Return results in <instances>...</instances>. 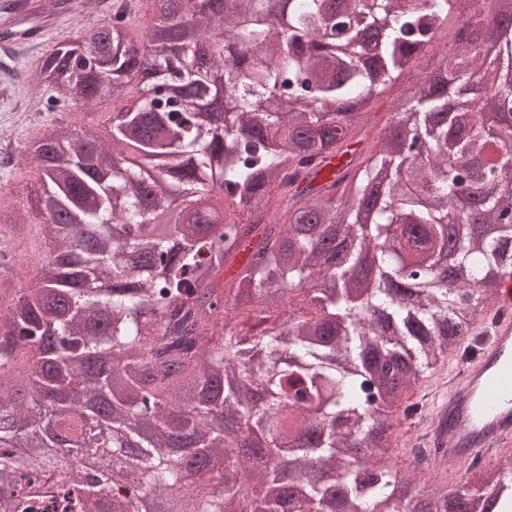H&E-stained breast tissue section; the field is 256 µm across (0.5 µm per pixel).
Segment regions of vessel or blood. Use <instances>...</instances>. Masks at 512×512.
Listing matches in <instances>:
<instances>
[{"instance_id":"obj_1","label":"vessel or blood","mask_w":512,"mask_h":512,"mask_svg":"<svg viewBox=\"0 0 512 512\" xmlns=\"http://www.w3.org/2000/svg\"><path fill=\"white\" fill-rule=\"evenodd\" d=\"M481 350L449 363L426 432L432 447L465 462L512 450V277L488 310Z\"/></svg>"}]
</instances>
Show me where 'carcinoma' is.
<instances>
[{
	"label": "carcinoma",
	"mask_w": 512,
	"mask_h": 512,
	"mask_svg": "<svg viewBox=\"0 0 512 512\" xmlns=\"http://www.w3.org/2000/svg\"><path fill=\"white\" fill-rule=\"evenodd\" d=\"M86 2L43 0L78 37L35 82L48 111L112 106L109 140L56 118L20 153L36 203L0 211V228L36 222L50 241L26 288L0 246V417H24L41 449L18 455L0 429L16 508L178 496L182 512H237L248 469L251 512H478L483 495L512 512V453L408 496L424 450L404 470L380 446L416 408L403 387L475 329L466 301L512 271V37L482 52L500 0H150L139 39L131 0L89 29ZM434 47L375 131L373 99ZM62 390L67 407L47 403ZM182 436L219 475L174 464ZM261 440L288 446V477L251 466ZM61 444L120 465L32 493Z\"/></svg>",
	"instance_id": "cac0c4a2"
}]
</instances>
